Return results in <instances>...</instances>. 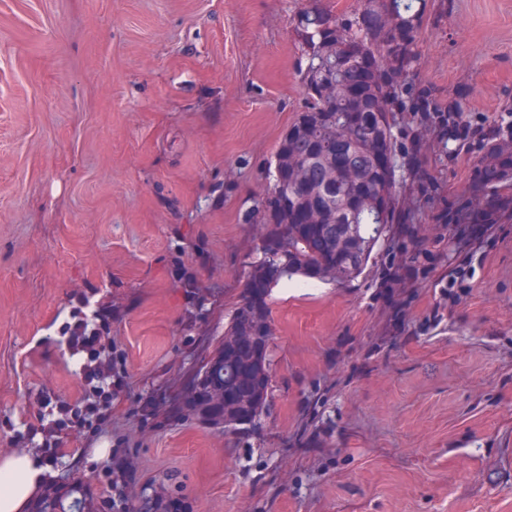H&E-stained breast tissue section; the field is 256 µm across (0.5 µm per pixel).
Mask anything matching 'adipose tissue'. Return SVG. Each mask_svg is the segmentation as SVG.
I'll use <instances>...</instances> for the list:
<instances>
[{"label": "adipose tissue", "instance_id": "obj_1", "mask_svg": "<svg viewBox=\"0 0 512 512\" xmlns=\"http://www.w3.org/2000/svg\"><path fill=\"white\" fill-rule=\"evenodd\" d=\"M43 472L40 461L27 451L0 456V512H25Z\"/></svg>", "mask_w": 512, "mask_h": 512}]
</instances>
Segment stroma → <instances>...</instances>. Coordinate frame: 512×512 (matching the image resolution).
Masks as SVG:
<instances>
[{
    "label": "stroma",
    "mask_w": 512,
    "mask_h": 512,
    "mask_svg": "<svg viewBox=\"0 0 512 512\" xmlns=\"http://www.w3.org/2000/svg\"><path fill=\"white\" fill-rule=\"evenodd\" d=\"M305 3L0 0V455L40 457L64 510L151 485L189 512H512V223L461 247L435 219L470 196L476 138L428 148L436 192L411 194L357 279L273 289L253 431L164 400L259 256L257 203L306 104ZM418 50L419 79L472 123L512 105V0H448ZM98 314L111 417L49 452L40 419L85 389L64 330Z\"/></svg>",
    "instance_id": "1"
}]
</instances>
